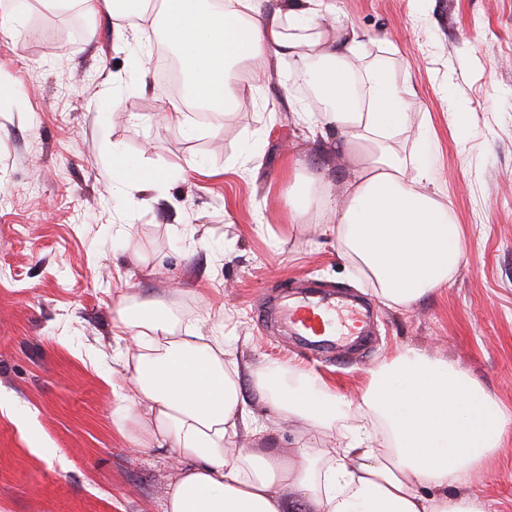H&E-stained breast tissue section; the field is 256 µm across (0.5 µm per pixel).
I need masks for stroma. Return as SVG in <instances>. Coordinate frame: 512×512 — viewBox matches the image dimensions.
I'll list each match as a JSON object with an SVG mask.
<instances>
[{
    "label": "stroma",
    "instance_id": "35a3bbf8",
    "mask_svg": "<svg viewBox=\"0 0 512 512\" xmlns=\"http://www.w3.org/2000/svg\"><path fill=\"white\" fill-rule=\"evenodd\" d=\"M340 24L374 36L370 53L389 49L397 79H411L425 121L399 149L433 141L437 199L465 241L447 288L407 309L351 277L317 210L288 211L290 162L337 190L351 166L335 132L312 135L296 116L319 109L303 63L254 64L253 78L233 80L231 121H207L141 83L149 19L122 39L127 20L28 0L21 32L0 34V512H163L176 452L136 447L137 424L112 420V374L133 355L115 336L125 297L163 300L180 329L226 337L240 365L296 366L350 400L370 370L415 347L459 362L512 414V0H336L325 29ZM456 104L472 111L464 134ZM185 116L196 135L183 134ZM115 144L168 176L125 216L112 205ZM311 288L370 307L365 346L308 362L277 315L259 321ZM242 387L264 433L240 447L297 455L305 427ZM472 487L512 512V428Z\"/></svg>",
    "mask_w": 512,
    "mask_h": 512
}]
</instances>
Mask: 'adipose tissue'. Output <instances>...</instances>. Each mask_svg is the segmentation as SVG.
Here are the masks:
<instances>
[{
  "label": "adipose tissue",
  "instance_id": "obj_1",
  "mask_svg": "<svg viewBox=\"0 0 512 512\" xmlns=\"http://www.w3.org/2000/svg\"><path fill=\"white\" fill-rule=\"evenodd\" d=\"M335 14V0H283L269 15L260 0H163L152 24L158 46L178 58L189 98L224 116L238 108L231 78L239 64L271 55L308 66L320 110L299 118L335 130L355 162L343 198L328 183L313 195L298 181L288 207L300 218L318 206L325 233L375 296L407 308L447 287L465 255L462 231L431 191L432 143L407 156L396 148L417 120L410 87L396 80L387 49L369 54L352 29L328 37L319 22ZM111 173L120 208L160 191L165 179L118 147ZM118 315L136 353L126 384L112 388V418L136 421L137 447L179 454L164 512H297L302 499L318 512H489L471 477L499 448L507 418L461 365L403 349L371 371L355 404L307 372L295 371L289 384L282 365L254 370V389L310 434L306 450L286 458L237 447L238 436L259 437L262 427L245 409L240 366L225 341L180 332L162 302L123 299ZM354 407L372 423L333 449L318 447ZM279 484L298 500L277 493Z\"/></svg>",
  "mask_w": 512,
  "mask_h": 512
}]
</instances>
